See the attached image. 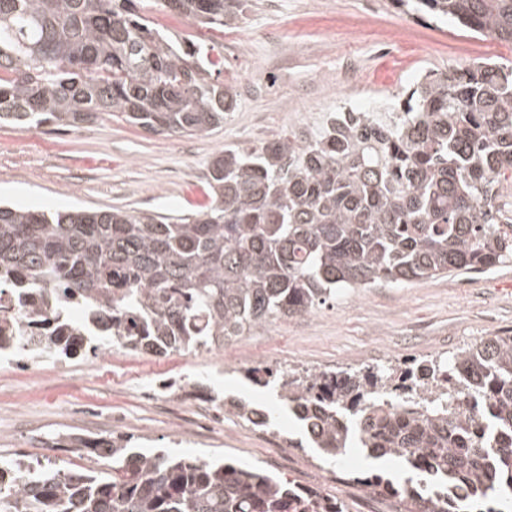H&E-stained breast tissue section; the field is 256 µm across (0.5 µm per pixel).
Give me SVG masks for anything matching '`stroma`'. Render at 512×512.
Returning <instances> with one entry per match:
<instances>
[{"mask_svg":"<svg viewBox=\"0 0 512 512\" xmlns=\"http://www.w3.org/2000/svg\"><path fill=\"white\" fill-rule=\"evenodd\" d=\"M170 35L207 34L187 21ZM224 54L238 104L206 136L158 135L105 115L77 127L0 126V201L38 210L81 207L174 213L203 203L215 154L298 130L303 116L344 100L381 99L418 76L477 59L512 62V44L457 23L420 22L392 0H248L244 17L208 34ZM492 336H512V261L487 273L444 275L337 294L314 312L277 319L211 351L165 356L113 347L111 357L49 359L38 373L0 357V462L56 460L101 469L61 448L67 434L116 436L143 453L161 448L234 459L336 499L344 512H403L359 449L331 465L300 447L304 434L275 387L245 381L257 364L280 371L364 365L402 368ZM236 398L268 412L257 427L229 417Z\"/></svg>","mask_w":512,"mask_h":512,"instance_id":"1","label":"stroma"}]
</instances>
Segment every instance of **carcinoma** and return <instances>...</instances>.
<instances>
[{
	"label": "carcinoma",
	"mask_w": 512,
	"mask_h": 512,
	"mask_svg": "<svg viewBox=\"0 0 512 512\" xmlns=\"http://www.w3.org/2000/svg\"><path fill=\"white\" fill-rule=\"evenodd\" d=\"M422 19H455L512 44V0H394ZM248 0H0V124L77 127L119 114L154 134L207 135L237 91L213 78L224 55L172 40L150 13L224 31ZM392 131L351 116L308 138L290 132L228 146L210 162L207 203L181 214L40 211L0 206V283L55 299L42 336H2L24 357L86 356L110 341L157 356L222 346L271 320L302 316L336 292L489 272L512 260V66L431 71L393 98ZM79 297L100 316L69 319ZM275 384L308 446L329 461L359 448L403 460L411 512H501L512 500V336H493L400 370L363 366L301 375L248 367ZM472 403L471 411L461 401ZM225 413L252 422L247 402ZM105 471L9 464L0 512H281L334 499L257 469L189 454H144L122 440L75 439ZM464 492L441 497L443 485Z\"/></svg>",
	"instance_id": "obj_1"
}]
</instances>
